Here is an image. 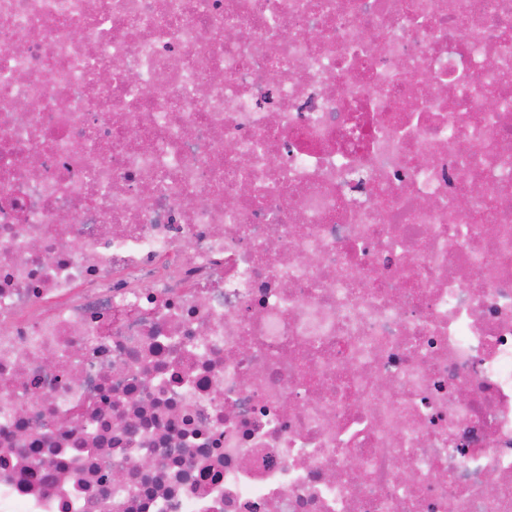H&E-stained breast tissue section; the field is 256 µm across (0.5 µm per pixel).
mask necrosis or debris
Here are the masks:
<instances>
[{
  "instance_id": "1",
  "label": "necrosis or debris",
  "mask_w": 512,
  "mask_h": 512,
  "mask_svg": "<svg viewBox=\"0 0 512 512\" xmlns=\"http://www.w3.org/2000/svg\"><path fill=\"white\" fill-rule=\"evenodd\" d=\"M0 512H512V0H0Z\"/></svg>"
}]
</instances>
